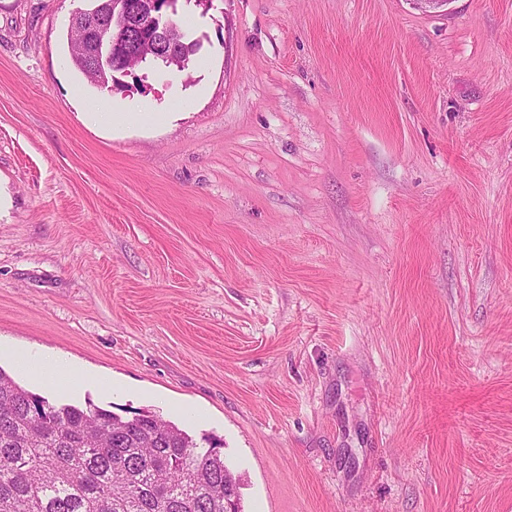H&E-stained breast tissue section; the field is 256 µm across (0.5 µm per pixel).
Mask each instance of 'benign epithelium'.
Here are the masks:
<instances>
[{
  "instance_id": "benign-epithelium-1",
  "label": "benign epithelium",
  "mask_w": 512,
  "mask_h": 512,
  "mask_svg": "<svg viewBox=\"0 0 512 512\" xmlns=\"http://www.w3.org/2000/svg\"><path fill=\"white\" fill-rule=\"evenodd\" d=\"M424 14L444 11L452 0H410ZM172 0H143L141 8L122 13L80 10L73 15L70 26L84 34L82 55L87 67L97 69L103 58L113 54L115 46L123 49L124 74L131 75L138 66L135 47L139 43L156 47V51L175 58L176 45L172 38L174 23L169 17Z\"/></svg>"
}]
</instances>
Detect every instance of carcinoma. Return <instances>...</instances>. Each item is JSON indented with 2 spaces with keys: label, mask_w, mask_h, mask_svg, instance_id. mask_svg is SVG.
I'll return each instance as SVG.
<instances>
[{
  "label": "carcinoma",
  "mask_w": 512,
  "mask_h": 512,
  "mask_svg": "<svg viewBox=\"0 0 512 512\" xmlns=\"http://www.w3.org/2000/svg\"><path fill=\"white\" fill-rule=\"evenodd\" d=\"M0 512H243L240 480L149 411L58 405L0 369Z\"/></svg>",
  "instance_id": "carcinoma-1"
}]
</instances>
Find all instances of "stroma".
<instances>
[{
	"label": "stroma",
	"instance_id": "obj_1",
	"mask_svg": "<svg viewBox=\"0 0 512 512\" xmlns=\"http://www.w3.org/2000/svg\"><path fill=\"white\" fill-rule=\"evenodd\" d=\"M88 6L0 0V345L87 376L19 384L215 438L244 512H512V0H178L113 127Z\"/></svg>",
	"mask_w": 512,
	"mask_h": 512
}]
</instances>
